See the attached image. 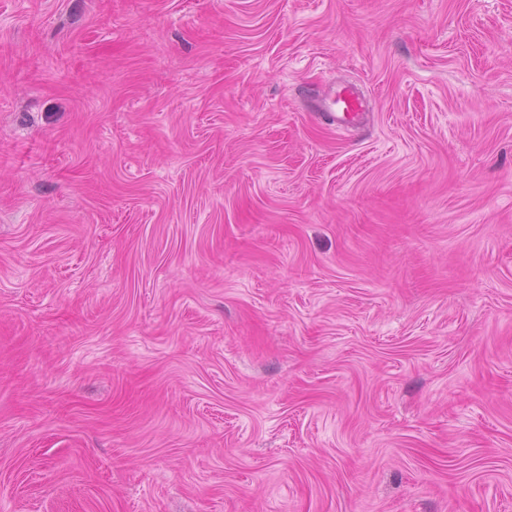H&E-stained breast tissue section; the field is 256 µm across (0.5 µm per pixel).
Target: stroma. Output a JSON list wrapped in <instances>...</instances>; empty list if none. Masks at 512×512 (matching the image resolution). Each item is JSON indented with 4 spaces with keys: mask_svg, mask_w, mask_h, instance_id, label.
<instances>
[{
    "mask_svg": "<svg viewBox=\"0 0 512 512\" xmlns=\"http://www.w3.org/2000/svg\"><path fill=\"white\" fill-rule=\"evenodd\" d=\"M0 512H512V0H0ZM366 111V99L361 89L354 84H346L334 89L319 99L316 112H322L329 121L341 126L359 124Z\"/></svg>",
    "mask_w": 512,
    "mask_h": 512,
    "instance_id": "stroma-1",
    "label": "stroma"
}]
</instances>
